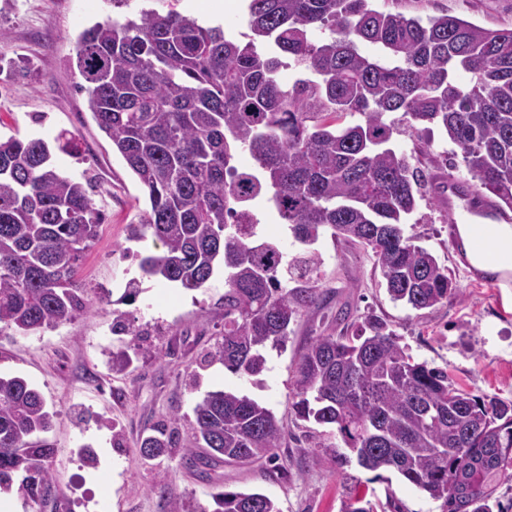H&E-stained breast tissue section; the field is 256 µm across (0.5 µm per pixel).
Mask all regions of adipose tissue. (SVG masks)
Returning a JSON list of instances; mask_svg holds the SVG:
<instances>
[{"mask_svg": "<svg viewBox=\"0 0 512 512\" xmlns=\"http://www.w3.org/2000/svg\"><path fill=\"white\" fill-rule=\"evenodd\" d=\"M461 254L477 271L501 279L512 274L511 224H460Z\"/></svg>", "mask_w": 512, "mask_h": 512, "instance_id": "1", "label": "adipose tissue"}]
</instances>
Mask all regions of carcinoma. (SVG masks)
Here are the masks:
<instances>
[{"mask_svg":"<svg viewBox=\"0 0 512 512\" xmlns=\"http://www.w3.org/2000/svg\"><path fill=\"white\" fill-rule=\"evenodd\" d=\"M246 10L247 42L174 11L96 23L79 34L75 64L90 112L149 200L129 235L161 245L139 256L142 276L196 290L223 267L224 331L200 363L257 378L290 325L323 303L309 247L327 233L372 252L393 301H448V269L405 234L424 178L385 116L402 113L417 134L439 124L478 191L512 209V30L373 0H247ZM283 56L306 70L289 89L277 78ZM243 151L253 166H239ZM91 190L53 165L44 140L0 139V326L35 333L90 310L78 271L102 222ZM265 195L301 245L291 256L259 237L250 202ZM367 326V336L313 337L294 373L296 418L330 428L320 447L338 462L346 448L448 512H491L512 479V403L454 387L386 322ZM193 414L182 442L164 426L143 438V460L180 448L188 467H211L264 457L283 437L274 411L239 392H209ZM52 418L26 379L0 376V491L16 485L39 510L56 500V449L42 438ZM156 489L166 512H183L166 484ZM210 496L213 512H280L262 492Z\"/></svg>","mask_w":512,"mask_h":512,"instance_id":"1","label":"carcinoma"}]
</instances>
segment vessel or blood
Listing matches in <instances>:
<instances>
[{
  "label": "vessel or blood",
  "mask_w": 512,
  "mask_h": 512,
  "mask_svg": "<svg viewBox=\"0 0 512 512\" xmlns=\"http://www.w3.org/2000/svg\"><path fill=\"white\" fill-rule=\"evenodd\" d=\"M439 202L449 224H511L512 212L489 196L473 194L467 179L451 174L440 180Z\"/></svg>",
  "instance_id": "obj_1"
}]
</instances>
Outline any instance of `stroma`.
<instances>
[{"label": "stroma", "instance_id": "obj_1", "mask_svg": "<svg viewBox=\"0 0 512 512\" xmlns=\"http://www.w3.org/2000/svg\"><path fill=\"white\" fill-rule=\"evenodd\" d=\"M208 15L206 0H0V58L23 65L0 86V136L40 137L53 161L71 177L92 183L91 197L103 215L98 236L85 251L79 278L91 310L74 321L38 333L0 331V374L31 382L54 411L46 438L56 448L51 462L58 500L52 512H165L153 486L166 480L187 512H211L213 483L234 491L257 490L274 498L280 512H342L350 500H370L374 512H446L396 473H375L356 461L343 464L317 448L315 424L296 420L291 408L294 370L313 336L354 334L368 319L388 323L410 354L448 372L456 388L512 402V288L472 276L450 244L448 217L435 198L436 179L465 174L459 149L439 128L411 133L401 114H389L396 147L425 175L424 197L406 226L445 266L455 291L448 302L413 310L393 302L370 251L324 236L320 307L291 325L283 351L270 352L262 385L216 364L199 369L201 354L224 328V276L189 291L142 277L138 254L152 240L135 242L128 227L146 208L145 193L124 160L112 150L76 88L70 65L79 33L95 23L136 17L141 9L176 11L235 36L248 34L242 0H223ZM378 9L427 18L451 14L490 29H512V0H374ZM74 134L79 154L57 150L60 132ZM444 157L443 165L430 161ZM125 312L135 335L112 332L113 310ZM237 389L264 401L282 420V445L272 460L221 463L193 472L172 451L144 465L142 436L158 423L188 437L193 408L206 392ZM120 439H113V432ZM98 464L85 467L84 447Z\"/></svg>", "mask_w": 512, "mask_h": 512}]
</instances>
